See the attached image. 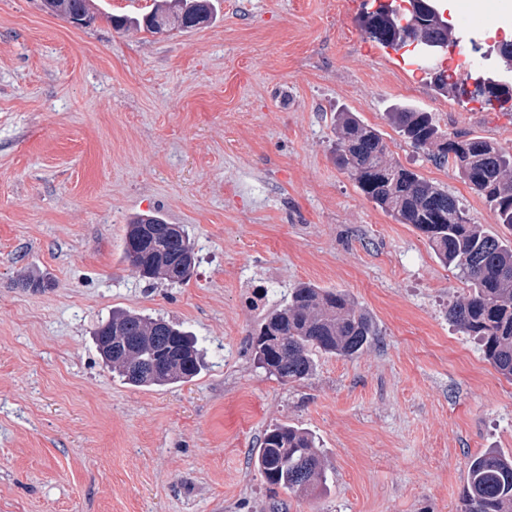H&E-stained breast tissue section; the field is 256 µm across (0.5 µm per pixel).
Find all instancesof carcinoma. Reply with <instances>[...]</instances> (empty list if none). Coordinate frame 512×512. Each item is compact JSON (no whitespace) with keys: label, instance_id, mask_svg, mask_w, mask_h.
<instances>
[{"label":"carcinoma","instance_id":"carcinoma-1","mask_svg":"<svg viewBox=\"0 0 512 512\" xmlns=\"http://www.w3.org/2000/svg\"><path fill=\"white\" fill-rule=\"evenodd\" d=\"M50 12L68 18L97 19L94 0H50ZM411 14L399 5L381 13L366 12L361 30L384 47H401L406 26L417 37L459 43L454 24L431 0ZM219 0H154L142 17L108 15L117 30L145 28L152 18L169 17L182 30L217 19ZM480 84L466 91L468 74L458 77L433 70L434 86L458 100H479L493 106L512 100V51L496 42L483 52ZM388 120L414 147L431 152L434 161L455 169L480 195L498 224L512 228V152L480 137H450L431 113L399 105ZM336 157L356 188L401 224L420 231L438 260L458 271L468 292L448 305V320L477 340L485 359L512 381V243L476 224L448 191L389 158L383 134L354 112L336 113ZM140 245V260H130L139 275L181 285L190 279L186 259L195 256L184 229L168 232L159 213L136 214L126 227L125 241ZM112 337V359L106 366L125 383L137 387L168 386L196 377L198 352L180 325L136 312H114L94 332L98 351ZM376 336L371 318L344 290L301 283L288 299L262 320L255 337L261 367L283 383L307 379L317 352L345 358L360 355ZM255 464L268 489L292 494L315 493L327 482L324 458L312 434L286 423L265 430ZM460 512H512V453L490 448L468 463L467 488Z\"/></svg>","mask_w":512,"mask_h":512}]
</instances>
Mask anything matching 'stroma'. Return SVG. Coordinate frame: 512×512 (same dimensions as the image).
<instances>
[{
  "instance_id": "1",
  "label": "stroma",
  "mask_w": 512,
  "mask_h": 512,
  "mask_svg": "<svg viewBox=\"0 0 512 512\" xmlns=\"http://www.w3.org/2000/svg\"><path fill=\"white\" fill-rule=\"evenodd\" d=\"M151 3L98 0L77 27L41 0H0V512H457L469 458L512 451V381L449 321L467 290L456 270L338 166L333 117L356 113L511 240L386 114L408 103L512 150V112L448 97L412 52L367 38L372 0H221L190 32L105 19ZM480 3L455 0L450 63L484 39L485 23L461 22ZM143 212L189 233L187 283L145 281L125 259ZM32 268L52 288L19 287ZM301 283L347 291L378 334L284 383L251 340ZM116 310L182 325L200 374L125 384L93 341ZM277 423L319 440L324 491L268 492L255 458Z\"/></svg>"
}]
</instances>
